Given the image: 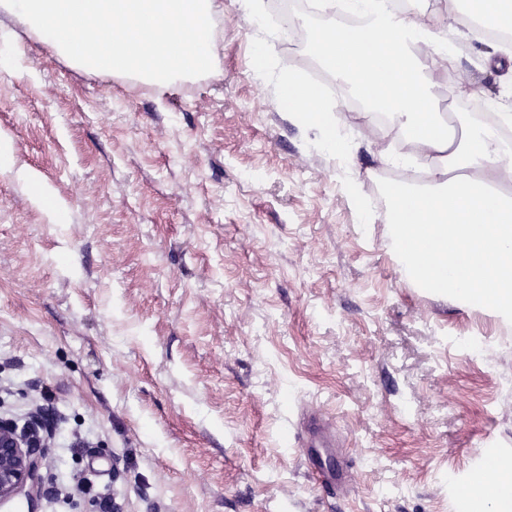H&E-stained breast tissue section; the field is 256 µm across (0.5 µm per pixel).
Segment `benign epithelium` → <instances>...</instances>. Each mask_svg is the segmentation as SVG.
I'll use <instances>...</instances> for the list:
<instances>
[{"label":"benign epithelium","mask_w":512,"mask_h":512,"mask_svg":"<svg viewBox=\"0 0 512 512\" xmlns=\"http://www.w3.org/2000/svg\"><path fill=\"white\" fill-rule=\"evenodd\" d=\"M53 430V421L41 405L30 410L21 427L0 418V506L19 498L35 506L59 495L42 473Z\"/></svg>","instance_id":"obj_1"}]
</instances>
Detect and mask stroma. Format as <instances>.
Listing matches in <instances>:
<instances>
[{"instance_id":"35a3bbf8","label":"stroma","mask_w":512,"mask_h":512,"mask_svg":"<svg viewBox=\"0 0 512 512\" xmlns=\"http://www.w3.org/2000/svg\"><path fill=\"white\" fill-rule=\"evenodd\" d=\"M223 3L216 71L164 92L0 43V415L56 414L43 473L60 491L1 512H462L512 456V324L414 288L347 190L359 175L384 213L394 172L359 136L339 163L279 104L277 72L319 67L322 16L292 12L285 43ZM461 80L512 99L479 43L432 77L446 118ZM307 406L335 424L319 454L347 491L309 474Z\"/></svg>"}]
</instances>
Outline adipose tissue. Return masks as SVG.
<instances>
[{
    "instance_id": "ef3b65f1",
    "label": "adipose tissue",
    "mask_w": 512,
    "mask_h": 512,
    "mask_svg": "<svg viewBox=\"0 0 512 512\" xmlns=\"http://www.w3.org/2000/svg\"><path fill=\"white\" fill-rule=\"evenodd\" d=\"M315 28L311 54L360 98L367 111L385 113L416 154L393 156L370 148L399 171L388 190L384 221L390 249L405 278L422 291L512 321V107L487 122L461 116L444 126L430 75L454 64L447 37L483 40L487 28L512 12V0H447L437 14L401 12L376 0H336ZM217 0H0L9 17L50 52L78 70L125 75L165 89L212 72ZM363 12L361 31L345 28L347 13ZM289 118L324 129L323 147L350 152L339 125L320 104L316 88L296 76L277 77ZM492 487L472 480L464 489L468 512H512V462L500 459Z\"/></svg>"
}]
</instances>
